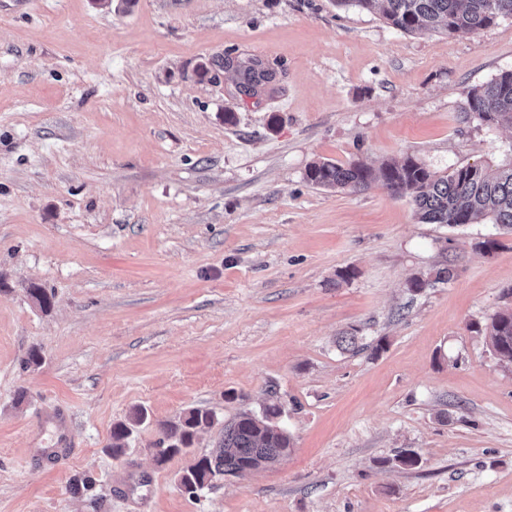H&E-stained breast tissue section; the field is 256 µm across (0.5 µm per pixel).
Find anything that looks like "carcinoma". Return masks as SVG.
I'll return each mask as SVG.
<instances>
[{
    "instance_id": "1",
    "label": "carcinoma",
    "mask_w": 512,
    "mask_h": 512,
    "mask_svg": "<svg viewBox=\"0 0 512 512\" xmlns=\"http://www.w3.org/2000/svg\"><path fill=\"white\" fill-rule=\"evenodd\" d=\"M337 5H354L361 9L380 10L391 27L407 34L476 31L492 25L498 18L512 16V0H337ZM240 86L251 93L270 81V73L258 58L236 61ZM464 111L487 126H512V72H504L489 82L472 89ZM308 181L323 188L364 191L378 182L393 195L410 199L416 217L425 224L459 226L489 218L495 224L512 230V165L495 169L467 165L438 175L408 157L401 163L383 162L372 168L360 161L345 165L330 161L311 164ZM455 267L445 262L435 278L415 276L409 288L420 291L432 282H446ZM491 351L502 362L512 363V310L493 315L485 327ZM280 415L276 404L267 405L263 415L240 413L224 425L220 451L194 459L180 475L185 491L196 493L226 474L245 467L256 469L271 466L286 455L291 440L288 433L274 423ZM144 419V411L135 410L131 422H119L112 429V453L124 450V442L132 433L131 424ZM215 423L210 411L191 409L176 421L160 425L169 441L160 462L189 452L198 435Z\"/></svg>"
}]
</instances>
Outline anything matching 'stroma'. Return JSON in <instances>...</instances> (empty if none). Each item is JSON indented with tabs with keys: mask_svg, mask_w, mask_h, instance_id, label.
Returning <instances> with one entry per match:
<instances>
[{
	"mask_svg": "<svg viewBox=\"0 0 512 512\" xmlns=\"http://www.w3.org/2000/svg\"><path fill=\"white\" fill-rule=\"evenodd\" d=\"M248 57L273 73L252 96ZM505 71L510 16L412 35L336 0H0V512H512V366L471 328L512 308V232L306 178L511 163L512 127L463 110ZM273 399L287 456L184 493ZM192 408L214 427L158 463ZM144 411L142 409H136L133 417L131 418L132 423L119 422L112 429V453L118 455L124 450V442L132 433L133 424H138L144 419Z\"/></svg>",
	"mask_w": 512,
	"mask_h": 512,
	"instance_id": "stroma-1",
	"label": "stroma"
}]
</instances>
